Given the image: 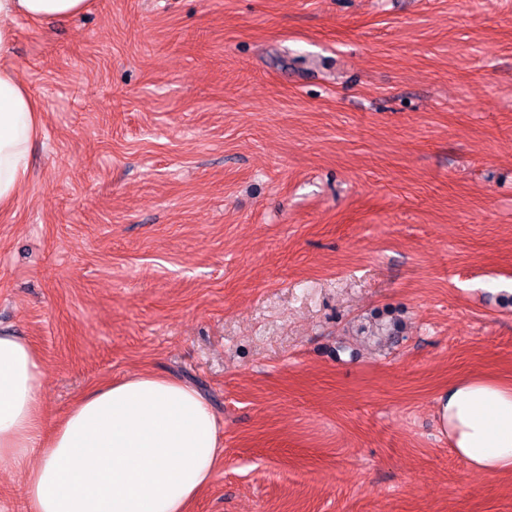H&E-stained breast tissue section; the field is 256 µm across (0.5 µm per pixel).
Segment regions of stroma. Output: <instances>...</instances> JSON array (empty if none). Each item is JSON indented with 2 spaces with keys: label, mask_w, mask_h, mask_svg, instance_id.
Returning a JSON list of instances; mask_svg holds the SVG:
<instances>
[{
  "label": "stroma",
  "mask_w": 512,
  "mask_h": 512,
  "mask_svg": "<svg viewBox=\"0 0 512 512\" xmlns=\"http://www.w3.org/2000/svg\"><path fill=\"white\" fill-rule=\"evenodd\" d=\"M43 106L0 334L47 418L150 371L212 403L189 512H512L437 416L512 381V0H90L14 24Z\"/></svg>",
  "instance_id": "stroma-1"
}]
</instances>
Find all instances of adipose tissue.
Segmentation results:
<instances>
[{
	"label": "adipose tissue",
	"mask_w": 512,
	"mask_h": 512,
	"mask_svg": "<svg viewBox=\"0 0 512 512\" xmlns=\"http://www.w3.org/2000/svg\"><path fill=\"white\" fill-rule=\"evenodd\" d=\"M88 0H0V209L12 206L42 128V104L2 61L14 24L68 20ZM39 355L0 335V468L27 474L30 512H186L222 452L207 400L176 378L141 372L93 385L60 419L43 413ZM453 451L490 475L512 473V386L449 383L438 400Z\"/></svg>",
	"instance_id": "1"
}]
</instances>
